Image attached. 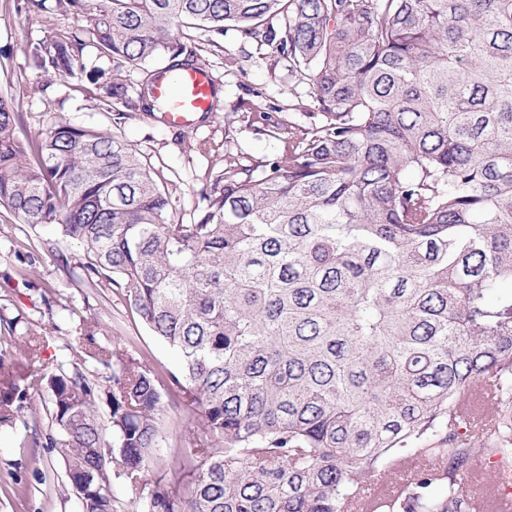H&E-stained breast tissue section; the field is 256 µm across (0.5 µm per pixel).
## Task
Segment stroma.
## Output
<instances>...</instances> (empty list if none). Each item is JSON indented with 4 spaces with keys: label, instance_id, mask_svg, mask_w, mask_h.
I'll return each mask as SVG.
<instances>
[{
    "label": "stroma",
    "instance_id": "35a3bbf8",
    "mask_svg": "<svg viewBox=\"0 0 512 512\" xmlns=\"http://www.w3.org/2000/svg\"><path fill=\"white\" fill-rule=\"evenodd\" d=\"M71 15L46 10L28 14L16 0H0V90L14 98L22 114L23 136L34 139L51 126L67 122L76 126L114 131L138 153L152 171L163 173L170 197V217L175 223L197 221L204 203L201 191L223 169L220 147L256 163L276 154L280 142L250 125L240 100L270 108L275 121H303L314 109L310 80L288 70V60L270 46L241 43L236 31H227L218 45H209L205 32L195 35L201 49L200 64L217 88L218 111L197 115L188 128H172L152 113H134L125 125L113 126L110 113L90 97L88 74L111 72L112 64L85 49L75 75L61 77L37 68L29 46L49 35L79 28ZM234 51L239 67L226 70L225 51ZM209 143L204 152L200 143ZM28 231L12 213L0 208V318L17 320L12 335L34 329L43 337L41 357L50 363L72 366L82 361L84 324L98 323V340L122 343L149 366L163 389L157 446L140 485L133 486L118 472H110L113 512H141L154 491L166 493L174 503L185 500L194 479L191 449L180 446L185 429L196 425L172 387L169 375L176 369L173 352L139 321L122 295L110 288H90L66 274L51 255H44L29 282L16 276L15 250ZM23 419L0 426V512H80L64 460L55 450L29 444Z\"/></svg>",
    "mask_w": 512,
    "mask_h": 512
}]
</instances>
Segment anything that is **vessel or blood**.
<instances>
[{
	"mask_svg": "<svg viewBox=\"0 0 512 512\" xmlns=\"http://www.w3.org/2000/svg\"><path fill=\"white\" fill-rule=\"evenodd\" d=\"M154 97L163 103L161 122L172 127L190 126L196 114L209 111L213 100V82L203 67H187L177 74H158L153 83ZM475 512H512V496L491 482L487 491L477 496Z\"/></svg>",
	"mask_w": 512,
	"mask_h": 512,
	"instance_id": "1",
	"label": "vessel or blood"
}]
</instances>
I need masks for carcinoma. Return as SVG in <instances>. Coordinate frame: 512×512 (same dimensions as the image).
I'll list each match as a JSON object with an SVG mask.
<instances>
[{
  "mask_svg": "<svg viewBox=\"0 0 512 512\" xmlns=\"http://www.w3.org/2000/svg\"><path fill=\"white\" fill-rule=\"evenodd\" d=\"M80 19L30 46L68 76L94 46L137 85H102L120 126L152 112L155 72L197 65L190 30L227 28L288 58L315 111L270 160L224 169L192 224L169 217L161 175L128 144L60 122L36 139L0 95V207L55 237L16 251L22 282L45 252L114 288L175 354L171 383L198 425L182 512H365L376 479L404 489L370 512H474L475 455L512 465V0H55ZM80 244L65 254L60 239ZM85 326L83 361L39 380L41 337L0 347V425L64 458L81 512H112L107 460L137 485L155 447L160 383ZM109 383L104 389L101 382ZM106 401L112 442L98 402ZM143 512H175L155 491Z\"/></svg>",
  "mask_w": 512,
  "mask_h": 512,
  "instance_id": "cac0c4a2",
  "label": "carcinoma"
}]
</instances>
